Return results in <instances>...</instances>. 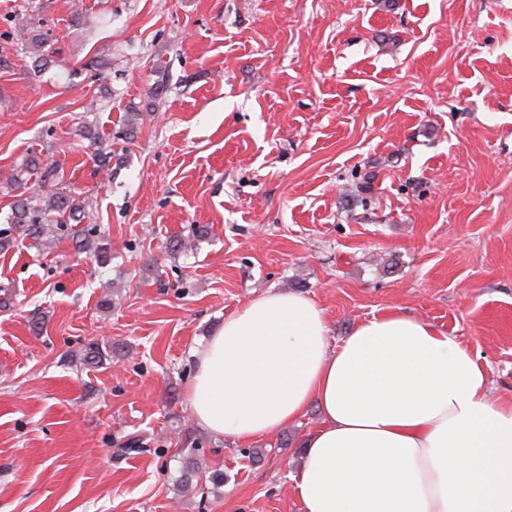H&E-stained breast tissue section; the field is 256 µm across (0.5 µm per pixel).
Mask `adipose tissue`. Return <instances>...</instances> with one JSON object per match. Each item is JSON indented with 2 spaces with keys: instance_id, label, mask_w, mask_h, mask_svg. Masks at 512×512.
<instances>
[{
  "instance_id": "obj_1",
  "label": "adipose tissue",
  "mask_w": 512,
  "mask_h": 512,
  "mask_svg": "<svg viewBox=\"0 0 512 512\" xmlns=\"http://www.w3.org/2000/svg\"><path fill=\"white\" fill-rule=\"evenodd\" d=\"M329 333L310 298L251 299L196 353L193 422L247 445L318 407L291 477L301 512H512V397L467 346L399 312Z\"/></svg>"
}]
</instances>
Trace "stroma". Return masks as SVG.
Instances as JSON below:
<instances>
[{
	"label": "stroma",
	"instance_id": "stroma-1",
	"mask_svg": "<svg viewBox=\"0 0 512 512\" xmlns=\"http://www.w3.org/2000/svg\"><path fill=\"white\" fill-rule=\"evenodd\" d=\"M32 14L60 58L35 75L4 37ZM1 51L0 180L59 163L112 251L0 252V512H300L317 408L246 446L186 408L194 352L269 290L337 342L420 316L512 395V0H0ZM54 171L53 166H47V163L41 159L40 153H34L28 156L20 168L13 169V172L5 178V181L1 182L13 188V191H19L25 189L26 182H28L27 177H24L25 175L39 174L46 178Z\"/></svg>",
	"mask_w": 512,
	"mask_h": 512
}]
</instances>
